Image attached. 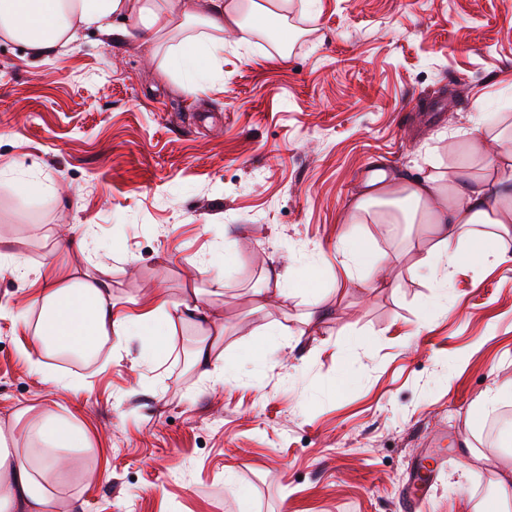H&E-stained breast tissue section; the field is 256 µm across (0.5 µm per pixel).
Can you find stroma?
<instances>
[{"label": "stroma", "mask_w": 512, "mask_h": 512, "mask_svg": "<svg viewBox=\"0 0 512 512\" xmlns=\"http://www.w3.org/2000/svg\"><path fill=\"white\" fill-rule=\"evenodd\" d=\"M267 28L287 45L230 29L204 79L93 31L46 65L0 39V240L35 274L92 233L67 263L115 315L172 304L165 348L116 336L95 360L51 359L54 385L23 355L29 277L0 272V423L31 407L85 431L58 512L74 496L83 512H404L419 462L437 473L420 512H481L512 460V436L485 433L512 398L473 410L512 380V239L506 262L440 286L423 225L342 217L375 168L468 163L477 117L488 154L512 149V0H290ZM344 234L396 257V287L337 291L319 259ZM195 287L224 324L223 379L190 367Z\"/></svg>", "instance_id": "stroma-1"}]
</instances>
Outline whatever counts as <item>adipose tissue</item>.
I'll return each instance as SVG.
<instances>
[{
  "instance_id": "ef3b65f1",
  "label": "adipose tissue",
  "mask_w": 512,
  "mask_h": 512,
  "mask_svg": "<svg viewBox=\"0 0 512 512\" xmlns=\"http://www.w3.org/2000/svg\"><path fill=\"white\" fill-rule=\"evenodd\" d=\"M284 2L235 0L228 9L224 0H0V38L24 43L35 60L48 62L86 30L157 45L198 26L208 33L207 58H200L194 40L186 39L172 47L171 62L179 70L208 73L224 57L227 28L241 26L248 18L273 15ZM117 17L122 20L118 26L113 23ZM466 136L481 174L452 163L447 171L412 181L380 176L368 182L365 193L344 215V223H366L375 208L384 206L392 210L389 223L427 225L434 245L421 264L440 282L447 281L461 262L502 261L491 244L512 237V153L486 156L480 128L468 130ZM474 226L482 227L484 245L463 251L460 244ZM332 257L342 273L341 287H386L381 269L391 264V257L376 256L346 235L338 238ZM358 267L369 271V278L356 276ZM31 305L38 315L24 322L33 343L29 358L43 371L57 353L99 352L111 336L139 330L144 318L166 310L169 302L162 297L147 314L115 316L106 284L81 281L52 257L34 284ZM13 425L37 445L39 455L33 458L12 447V433L0 429V512H52L55 499L44 483L61 479L63 461L71 449L86 447L87 437L51 411L34 416L18 413Z\"/></svg>"
}]
</instances>
